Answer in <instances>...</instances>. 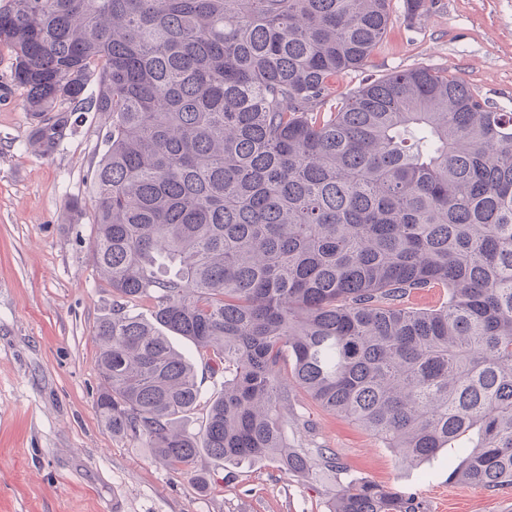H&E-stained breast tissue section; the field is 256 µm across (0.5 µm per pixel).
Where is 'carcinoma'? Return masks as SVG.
Masks as SVG:
<instances>
[{
  "label": "carcinoma",
  "mask_w": 512,
  "mask_h": 512,
  "mask_svg": "<svg viewBox=\"0 0 512 512\" xmlns=\"http://www.w3.org/2000/svg\"><path fill=\"white\" fill-rule=\"evenodd\" d=\"M391 0H6L0 50L48 155L87 108L99 318L95 408L206 488L202 455L343 477L329 512H417L331 448L288 445L294 386L409 462L512 486V112L428 67L339 91ZM95 91L85 96L89 85ZM444 288L434 309L414 294ZM151 302L153 321L129 309ZM224 367L200 435L194 365ZM292 360L290 372L282 366Z\"/></svg>",
  "instance_id": "1"
}]
</instances>
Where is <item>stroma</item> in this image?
<instances>
[{"mask_svg":"<svg viewBox=\"0 0 512 512\" xmlns=\"http://www.w3.org/2000/svg\"><path fill=\"white\" fill-rule=\"evenodd\" d=\"M420 66L448 71L512 110V0H427L409 18L391 2L386 37L368 66L339 89ZM25 92L0 53V512H328L333 474L281 472L276 463L207 461L199 490L139 442L112 435L94 400L98 319L114 296L91 257L90 165L104 149V120L85 112L45 156L29 143ZM85 210L69 223L65 205ZM289 443L330 448L351 473L412 494L418 512H512V487L495 492L451 480L459 448L409 463L374 435L293 388Z\"/></svg>","mask_w":512,"mask_h":512,"instance_id":"35a3bbf8","label":"stroma"}]
</instances>
